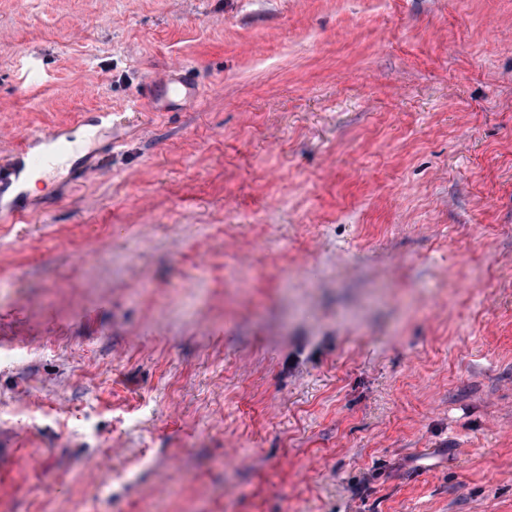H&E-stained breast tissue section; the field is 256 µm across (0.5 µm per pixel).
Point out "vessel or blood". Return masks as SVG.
Here are the masks:
<instances>
[{
	"mask_svg": "<svg viewBox=\"0 0 512 512\" xmlns=\"http://www.w3.org/2000/svg\"><path fill=\"white\" fill-rule=\"evenodd\" d=\"M148 86L154 101L165 108L171 106L173 101L195 93L193 83L180 76L152 80ZM67 152L60 132L38 131L23 135L8 158L0 161V215L12 218L21 216L20 208L4 206V196L9 194L16 199L22 198L28 178L52 171Z\"/></svg>",
	"mask_w": 512,
	"mask_h": 512,
	"instance_id": "vessel-or-blood-1",
	"label": "vessel or blood"
}]
</instances>
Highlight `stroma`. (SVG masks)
<instances>
[{"instance_id": "35a3bbf8", "label": "stroma", "mask_w": 512, "mask_h": 512, "mask_svg": "<svg viewBox=\"0 0 512 512\" xmlns=\"http://www.w3.org/2000/svg\"><path fill=\"white\" fill-rule=\"evenodd\" d=\"M54 129L0 512H512V0H0V155ZM148 86L153 96L152 101L161 104L165 110L173 104V100L194 96V84L184 77L173 76L164 80L149 79Z\"/></svg>"}]
</instances>
